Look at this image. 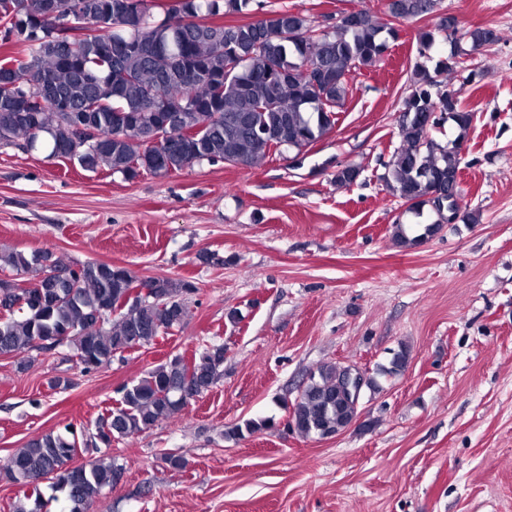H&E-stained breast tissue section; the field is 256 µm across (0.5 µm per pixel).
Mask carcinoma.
I'll list each match as a JSON object with an SVG mask.
<instances>
[{
  "label": "carcinoma",
  "instance_id": "obj_1",
  "mask_svg": "<svg viewBox=\"0 0 512 512\" xmlns=\"http://www.w3.org/2000/svg\"><path fill=\"white\" fill-rule=\"evenodd\" d=\"M86 13L103 19L99 34L76 38L51 35L49 0H0L3 41L24 44L21 55L0 57V143L24 140L29 151L64 159L90 171L134 179L146 172L168 176L203 161L253 166L297 151L333 129L349 96V74L373 65L397 36L366 9L346 13L325 29L287 9L271 10L236 26L216 16L248 15L255 0H172L157 19L145 0H84ZM435 0H389L394 19L433 12ZM471 47L499 41L492 28L469 32ZM424 56L443 41L448 54L434 71L414 65V89L398 114L402 145L385 164L390 192L410 203L416 218L430 206L436 224L463 217L455 176L460 149L475 113L448 89L442 76L457 71L458 31L451 25L417 33ZM124 51L111 52L109 43ZM34 71L47 80L41 94L26 81ZM68 111L61 112L57 102ZM450 123L457 135L442 141L432 130ZM165 123L178 133L155 140ZM94 127L100 140L87 143L77 127ZM0 354L29 362L31 351L68 346L85 374L112 363L125 350L150 345L184 327L187 282L150 277L153 296L131 303L140 280L126 267L97 261L66 264L48 252L27 256L0 250ZM224 367V346L213 345L191 359L176 355L145 376L123 384L114 406L94 421L85 446L109 448L154 427L187 407L216 383ZM349 369L324 364L310 374L289 411L287 428L305 438H322L346 428L357 411L348 389ZM72 426L32 439L0 470L28 488L14 512H42L41 485L49 483L68 502L66 512L85 505L119 482L124 465L103 458L68 467L78 453Z\"/></svg>",
  "mask_w": 512,
  "mask_h": 512
}]
</instances>
